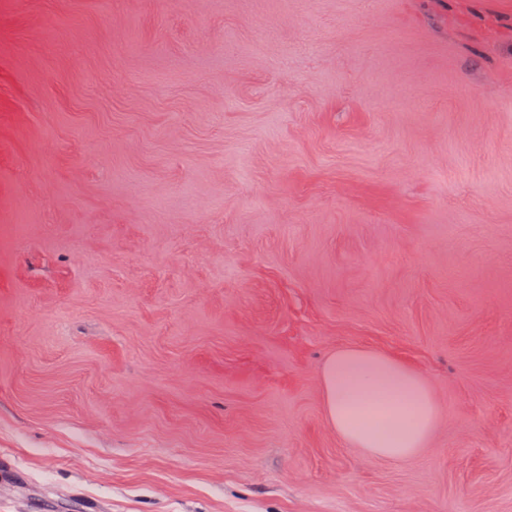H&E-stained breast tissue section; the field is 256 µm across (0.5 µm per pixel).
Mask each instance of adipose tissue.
<instances>
[{
    "label": "adipose tissue",
    "instance_id": "1",
    "mask_svg": "<svg viewBox=\"0 0 512 512\" xmlns=\"http://www.w3.org/2000/svg\"><path fill=\"white\" fill-rule=\"evenodd\" d=\"M324 413L337 435L365 455L401 460L417 454L437 422L425 377L379 351L337 350L322 371Z\"/></svg>",
    "mask_w": 512,
    "mask_h": 512
}]
</instances>
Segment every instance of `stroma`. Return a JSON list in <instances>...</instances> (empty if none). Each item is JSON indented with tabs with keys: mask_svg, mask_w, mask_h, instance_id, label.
Listing matches in <instances>:
<instances>
[{
	"mask_svg": "<svg viewBox=\"0 0 512 512\" xmlns=\"http://www.w3.org/2000/svg\"><path fill=\"white\" fill-rule=\"evenodd\" d=\"M344 347L439 405L348 447ZM0 512H512V0H0ZM324 413L336 434L369 457L401 460L417 454L437 422L425 377L384 353L365 347L332 354L322 371ZM388 405L377 409V403ZM365 418L362 427L352 419Z\"/></svg>",
	"mask_w": 512,
	"mask_h": 512,
	"instance_id": "1",
	"label": "stroma"
}]
</instances>
